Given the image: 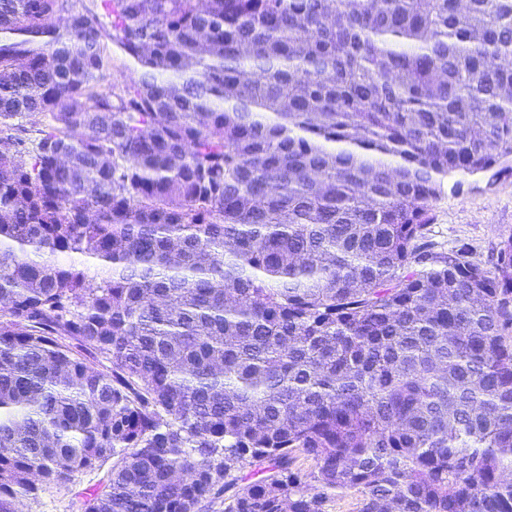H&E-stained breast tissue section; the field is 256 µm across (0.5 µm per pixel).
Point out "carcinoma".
I'll list each match as a JSON object with an SVG mask.
<instances>
[{
    "instance_id": "1",
    "label": "carcinoma",
    "mask_w": 512,
    "mask_h": 512,
    "mask_svg": "<svg viewBox=\"0 0 512 512\" xmlns=\"http://www.w3.org/2000/svg\"><path fill=\"white\" fill-rule=\"evenodd\" d=\"M510 56L512 0H0V512H512V237L428 241ZM106 67L97 86L100 89L120 93L124 85L137 76V67L133 60L119 52L111 41L104 47ZM113 461L81 472L68 483L39 485L36 495L23 499L20 512H84L87 494L106 479ZM363 494L358 488L338 490L326 503L327 512H357Z\"/></svg>"
}]
</instances>
